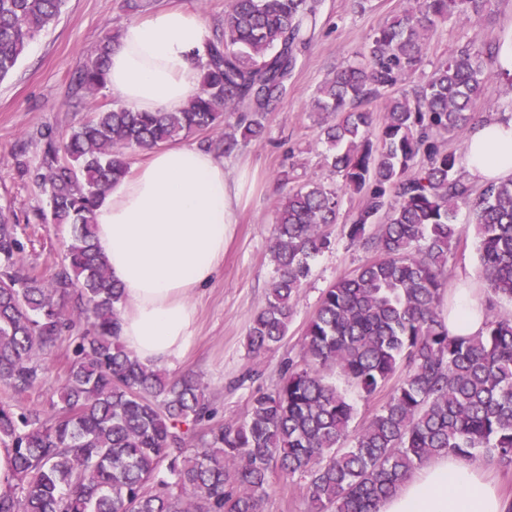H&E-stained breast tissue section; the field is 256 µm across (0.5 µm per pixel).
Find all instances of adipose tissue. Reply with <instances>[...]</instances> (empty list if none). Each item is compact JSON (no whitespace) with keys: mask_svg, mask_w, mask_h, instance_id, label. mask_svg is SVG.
Instances as JSON below:
<instances>
[{"mask_svg":"<svg viewBox=\"0 0 512 512\" xmlns=\"http://www.w3.org/2000/svg\"><path fill=\"white\" fill-rule=\"evenodd\" d=\"M212 39L207 24L178 8L126 23L109 50L107 83L135 111H178L199 89ZM465 158L470 181L512 178V114L477 124ZM237 203L223 157L196 143L150 150L99 199L97 249L123 288L121 341L142 364L166 363L190 347L197 313L189 297L221 267ZM446 314L451 335L483 327L475 290L453 294ZM379 512H512V503L468 459L448 455L416 469Z\"/></svg>","mask_w":512,"mask_h":512,"instance_id":"ef3b65f1","label":"adipose tissue"}]
</instances>
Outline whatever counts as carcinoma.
Returning <instances> with one entry per match:
<instances>
[{"label":"carcinoma","mask_w":512,"mask_h":512,"mask_svg":"<svg viewBox=\"0 0 512 512\" xmlns=\"http://www.w3.org/2000/svg\"><path fill=\"white\" fill-rule=\"evenodd\" d=\"M65 0H0V80L52 26ZM493 0H413L368 38L359 59L333 72L313 100L331 166L362 196L347 235L373 254L323 291L298 359L274 388L250 396L224 423L195 374L146 367L120 340L123 290L96 250L93 210L130 172L129 154L212 131L231 154L260 140L307 48L319 0H232L205 54L199 91L177 112L96 103L106 88L104 27L75 88L94 103L67 137L43 134L41 165L21 175L44 189L51 221L68 225L66 263L49 279L21 264L26 242L0 212V443L13 453L0 512H262L272 475L304 481L308 512H378L379 503L432 457L480 456L512 468V179L480 192L441 148L475 121L500 45H468L399 97L422 65L430 32L452 18L478 22ZM385 99L376 119L366 105ZM473 223H456L460 208ZM339 196L308 182L276 209L273 278L252 317L253 354L277 348L314 259L333 245ZM478 239L487 314L482 331L452 336L442 315L448 253ZM67 338L68 375L45 413L27 403L47 355ZM340 373L365 398L397 380L355 435L354 404L330 381Z\"/></svg>","instance_id":"obj_1"}]
</instances>
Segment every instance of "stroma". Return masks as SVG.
Listing matches in <instances>:
<instances>
[{"instance_id":"1","label":"stroma","mask_w":512,"mask_h":512,"mask_svg":"<svg viewBox=\"0 0 512 512\" xmlns=\"http://www.w3.org/2000/svg\"><path fill=\"white\" fill-rule=\"evenodd\" d=\"M408 5L409 0H320L312 39L283 102L267 117L264 139L224 159L229 181L241 186L234 233L219 272L193 298L197 323L190 349L165 364L173 375H201L224 421L246 415L256 388L273 387L281 360L297 356L302 329L322 291L370 258L369 252L352 245L346 235L362 197L347 191L327 162L311 102L328 74L352 60L374 30ZM135 18L125 0H66L57 24L34 39L15 71L0 81V210L13 215L19 225H26L37 210L46 209L47 198L38 184L18 176L16 156L38 167L44 148L41 131L49 128L64 136L90 117V106L76 94L73 77L94 53L103 27L119 29ZM509 39L512 0H495L491 14L475 24L449 20L431 35L421 68L404 87L409 90L423 84L436 65L463 45L478 49ZM309 181L335 189L340 197L338 221L332 228L334 244L315 260L284 342L276 351L255 355L247 349L246 334L272 281L275 207L287 191ZM69 232L66 226L40 224L25 264L44 274L60 266ZM479 286L477 246L469 236L461 239L448 258V288L454 292ZM47 365L48 378L31 395L32 403L42 410L49 409L66 380L65 344L53 348Z\"/></svg>"}]
</instances>
